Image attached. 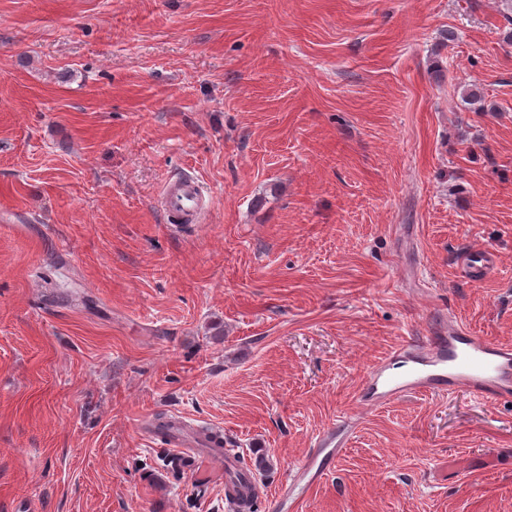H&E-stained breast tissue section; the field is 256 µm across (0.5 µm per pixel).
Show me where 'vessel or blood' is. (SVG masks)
Listing matches in <instances>:
<instances>
[{
	"mask_svg": "<svg viewBox=\"0 0 512 512\" xmlns=\"http://www.w3.org/2000/svg\"><path fill=\"white\" fill-rule=\"evenodd\" d=\"M163 196L167 211L186 222L194 218L204 191L196 181L184 179L165 188ZM493 259L489 250L476 249L466 253L464 265L471 278L477 280ZM460 388L482 399L511 400L512 349L497 346L452 323L447 330L422 341L406 342L388 357L373 363L360 398L365 405L381 407L408 395L447 394ZM351 429L350 421L344 420L318 432L305 459L290 469L279 495L288 512H297L311 488L332 472ZM169 441L185 470L207 478L224 476L223 452L197 456L193 450L195 434L185 423H173Z\"/></svg>",
	"mask_w": 512,
	"mask_h": 512,
	"instance_id": "vessel-or-blood-1",
	"label": "vessel or blood"
}]
</instances>
